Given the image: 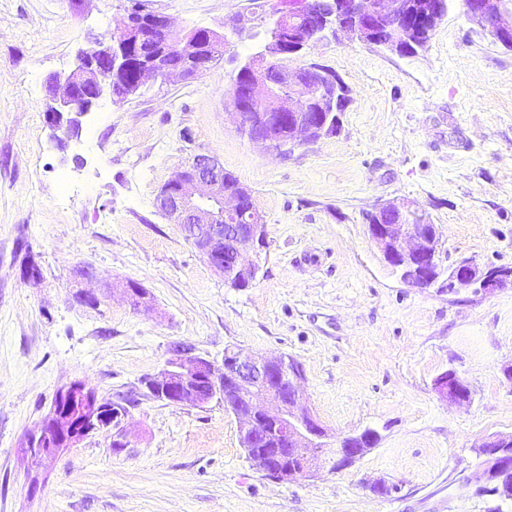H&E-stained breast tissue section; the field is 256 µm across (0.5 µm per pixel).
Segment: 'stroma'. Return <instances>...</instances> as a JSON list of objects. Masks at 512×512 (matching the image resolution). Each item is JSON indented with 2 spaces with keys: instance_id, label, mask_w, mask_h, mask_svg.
Wrapping results in <instances>:
<instances>
[{
  "instance_id": "1",
  "label": "stroma",
  "mask_w": 512,
  "mask_h": 512,
  "mask_svg": "<svg viewBox=\"0 0 512 512\" xmlns=\"http://www.w3.org/2000/svg\"><path fill=\"white\" fill-rule=\"evenodd\" d=\"M144 2L179 30L241 24L231 59L104 103L62 148L44 117L45 83L130 2L0 0V512H493L497 497L469 479L477 444L512 433V288L452 295L444 275L408 286L363 216L414 202L440 226L441 265L512 266V49L462 0H449L414 55L315 44L289 67L327 66L351 102L337 134L279 158L224 110L236 62L260 49L246 15L265 0ZM198 153L217 155L264 216L268 245L250 287H227L156 206ZM28 257L38 281L21 275ZM83 265L97 280L77 276ZM130 280L147 291L137 308L120 292ZM179 342L218 364L230 347L293 357L331 440L372 428L377 444L341 472L271 480L223 401L146 397L144 378ZM449 370L471 402L437 393ZM78 379L135 399L126 446L97 432L32 467L22 440Z\"/></svg>"
}]
</instances>
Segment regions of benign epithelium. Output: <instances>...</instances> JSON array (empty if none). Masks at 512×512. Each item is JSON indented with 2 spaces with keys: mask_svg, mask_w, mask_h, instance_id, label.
Here are the masks:
<instances>
[{
  "mask_svg": "<svg viewBox=\"0 0 512 512\" xmlns=\"http://www.w3.org/2000/svg\"><path fill=\"white\" fill-rule=\"evenodd\" d=\"M289 8L273 0L268 23L288 27L287 52L299 53L329 32L336 37L377 44L375 23L394 22L388 50L404 54L407 45L436 28L448 10L447 0H288ZM466 16L493 36L501 45L512 47V8L506 0H462ZM181 57L178 74L192 77L213 67L210 48L190 41L173 31L168 16L135 4L127 11L123 26L109 41L94 38L92 45L76 54L74 68L63 78L46 82V119L67 141L79 133L80 118L107 100L123 95L128 56L138 55L140 84L166 81L169 72L162 62L167 49ZM271 62L261 57L248 69H239L235 79L244 81L242 93H232L224 102L238 128L270 154L286 155L298 146L337 132L342 107L349 94L342 80L316 64L302 68H277L279 80L267 78ZM156 203L171 223L179 226L210 267L224 278L240 280L256 277L258 267L245 248L258 252L267 245L266 224L252 192L224 187V165L215 157L197 154L160 189ZM375 211L392 218L389 223L367 225L371 240L385 261L400 275L403 283L426 288L441 274L438 261L440 230L426 211L408 201H388ZM512 287V267L486 269L465 258L448 266V293L473 288L490 294ZM286 386V397L268 391L271 379ZM235 387L242 398L229 408L240 428L261 436L271 423L290 448H313L296 464L270 472L278 481L310 479L329 468L339 472L350 467L368 449L364 437L350 434L328 447V434L318 419L298 404L302 378L293 360L283 355L270 357L258 352L227 350L223 368L196 353L195 348L178 343L160 369L151 374L147 387L175 405L199 404L224 395V385ZM463 380L450 370L435 382L440 396L452 404L467 403L470 396L460 391ZM84 397L85 406L67 415L55 411L42 420L37 434L49 428L54 447L41 450L43 458L56 456L63 443L71 447L82 442L97 428L95 392L83 382L60 389L58 404L67 405L75 394ZM481 463L488 473L477 481L497 479L500 507L512 505V436L497 435L478 445Z\"/></svg>",
  "mask_w": 512,
  "mask_h": 512,
  "instance_id": "benign-epithelium-1",
  "label": "benign epithelium"
}]
</instances>
